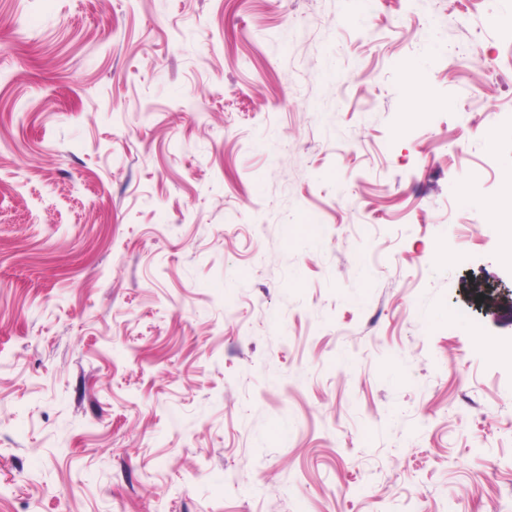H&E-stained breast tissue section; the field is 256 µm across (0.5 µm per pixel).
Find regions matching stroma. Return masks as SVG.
<instances>
[{"label": "stroma", "instance_id": "stroma-1", "mask_svg": "<svg viewBox=\"0 0 512 512\" xmlns=\"http://www.w3.org/2000/svg\"><path fill=\"white\" fill-rule=\"evenodd\" d=\"M510 16L0 0V512H512ZM471 304L482 314H495L512 324V292L499 283L481 282L474 288Z\"/></svg>", "mask_w": 512, "mask_h": 512}]
</instances>
